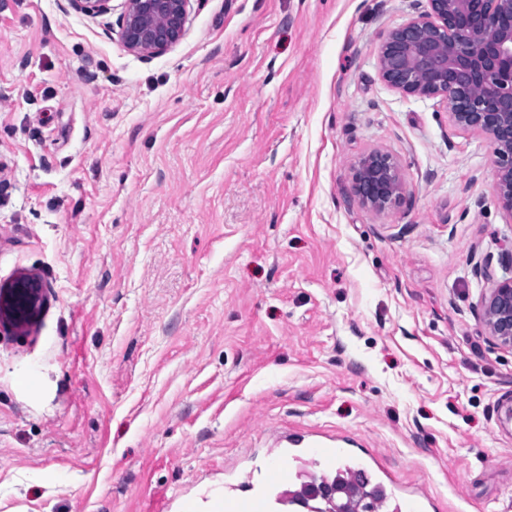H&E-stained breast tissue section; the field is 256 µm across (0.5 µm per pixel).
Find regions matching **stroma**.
I'll return each mask as SVG.
<instances>
[{
  "instance_id": "35a3bbf8",
  "label": "stroma",
  "mask_w": 512,
  "mask_h": 512,
  "mask_svg": "<svg viewBox=\"0 0 512 512\" xmlns=\"http://www.w3.org/2000/svg\"><path fill=\"white\" fill-rule=\"evenodd\" d=\"M63 3L0 0V285L46 295L0 328V512H208L274 458L288 512L338 445L429 512H512L493 146L379 74L428 0H192L150 58ZM357 196L372 211L381 214L396 207L403 194L398 163L388 154L373 152L362 157L354 173ZM6 288V294L0 295V310L6 313L13 325L29 323L38 313L45 301L42 281L32 275H21ZM482 318L500 345L512 347V277L497 281L490 288Z\"/></svg>"
}]
</instances>
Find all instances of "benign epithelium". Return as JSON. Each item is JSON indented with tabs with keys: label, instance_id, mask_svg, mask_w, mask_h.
<instances>
[{
	"label": "benign epithelium",
	"instance_id": "1",
	"mask_svg": "<svg viewBox=\"0 0 512 512\" xmlns=\"http://www.w3.org/2000/svg\"><path fill=\"white\" fill-rule=\"evenodd\" d=\"M88 17L112 13V0H66ZM191 0H123L118 36L142 57L161 54L185 34ZM381 78L399 92L443 102L454 124L490 138L496 197L512 215V0H429V10L392 30L379 53ZM357 196L381 214L403 194L398 163L388 154L362 157L354 173ZM45 301L42 281L21 275L0 295L13 325L30 322ZM482 318L490 334L512 347V277L485 297Z\"/></svg>",
	"mask_w": 512,
	"mask_h": 512
}]
</instances>
